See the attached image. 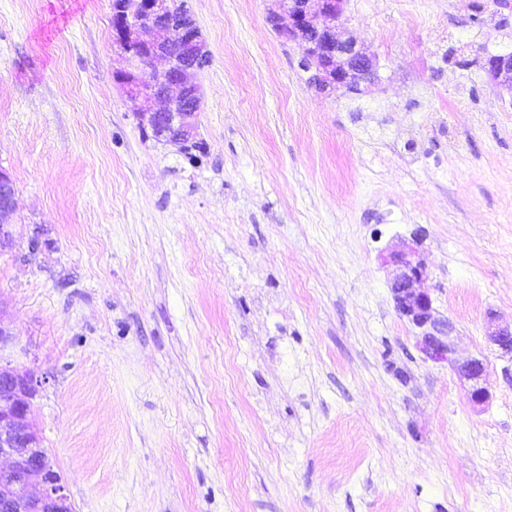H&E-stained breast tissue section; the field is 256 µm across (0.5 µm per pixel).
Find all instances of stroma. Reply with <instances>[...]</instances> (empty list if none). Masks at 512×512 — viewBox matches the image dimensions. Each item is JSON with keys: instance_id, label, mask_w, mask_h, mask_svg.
<instances>
[{"instance_id": "stroma-1", "label": "stroma", "mask_w": 512, "mask_h": 512, "mask_svg": "<svg viewBox=\"0 0 512 512\" xmlns=\"http://www.w3.org/2000/svg\"><path fill=\"white\" fill-rule=\"evenodd\" d=\"M186 4L193 162L131 111L112 0H0L5 354L75 512H512V90L482 69L512 5L346 0L355 95L310 84L272 0ZM411 238L485 403L395 307ZM12 182L8 173L0 170V245L5 239H10L12 234L9 230L10 220L15 211L16 190H7ZM459 370L470 381L473 382L471 398L475 403H484L489 393L483 386L485 368L480 360L471 359L459 366Z\"/></svg>"}]
</instances>
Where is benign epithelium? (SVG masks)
<instances>
[{"mask_svg": "<svg viewBox=\"0 0 512 512\" xmlns=\"http://www.w3.org/2000/svg\"><path fill=\"white\" fill-rule=\"evenodd\" d=\"M270 22L288 41L298 43L314 74L310 82L320 92L346 89L359 92L360 85L372 83L375 62L364 43L343 36L338 20L345 0H275ZM115 43L126 55L127 80L119 81L139 124L174 145L195 138L197 115L203 94L198 74L209 53L193 15L174 9L173 0H144V8L129 16L120 13ZM181 43L178 52L172 42ZM158 60L167 63L163 79L153 75ZM484 69L496 84L512 89V53L490 55ZM155 98L163 102L157 111H145L140 103ZM0 170V242L12 237L10 220L15 211L16 191ZM414 244L405 242L389 254L396 267L391 291L399 313L423 329L419 351L434 362L455 363L454 348L445 334L446 324L434 317L432 301L425 287V265L416 258ZM459 370L473 382L471 398L483 403L489 393L483 386L485 368L471 359ZM41 382L27 371L10 364L0 365V512H74L65 487L56 480L52 461L42 438L30 419L32 401Z\"/></svg>", "mask_w": 512, "mask_h": 512, "instance_id": "7a95c632", "label": "benign epithelium"}]
</instances>
